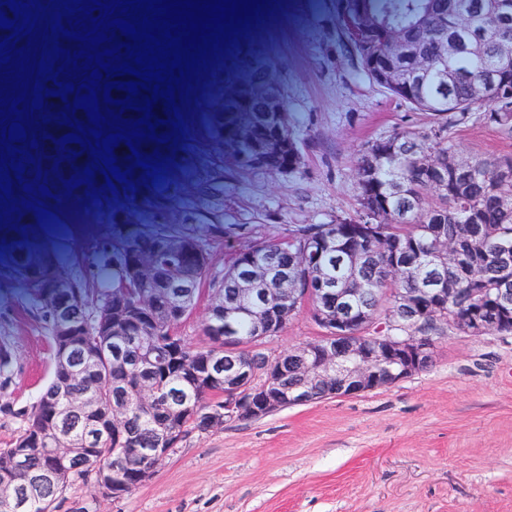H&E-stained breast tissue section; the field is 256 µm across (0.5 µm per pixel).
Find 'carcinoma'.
<instances>
[{"label": "carcinoma", "instance_id": "obj_1", "mask_svg": "<svg viewBox=\"0 0 512 512\" xmlns=\"http://www.w3.org/2000/svg\"><path fill=\"white\" fill-rule=\"evenodd\" d=\"M502 0H336V20L350 42L362 72L378 81L382 68L379 41L386 32L399 33L409 54L391 60L396 68L412 69L425 64L427 73L421 80L404 89L388 88L396 99L428 112L431 124L420 130H400L374 140L357 162V168L373 171L369 186L357 185L359 211L351 224H369L374 233L387 239L416 245L420 259L400 279L392 277V254L377 248L371 240L355 241L352 248L371 254V262L352 266L336 248V238L346 223L310 224L302 233L288 240L260 244L238 253L233 264L224 270L216 288L215 298L233 304L242 288L243 278L257 267H287L299 284L307 279H320L330 288H358L347 306L375 311L390 303L397 290L422 288L424 281L438 275L441 256L433 243V227L445 224L448 239L464 248L474 244L487 252L506 250L512 254V205L499 202L492 192L494 185L504 183V191L512 189V156L472 158L469 174L461 180L450 175V166L458 158L456 144L449 133L448 116L465 114L484 108L482 119L491 124L512 129V108L479 100L472 95L482 73L495 69L512 87V57L502 52L501 43L512 39V15L502 16ZM466 6L471 16L468 25L454 36L469 45L460 53L443 56L448 41V10ZM272 65L248 64L242 74L235 75L224 85V100L209 113V124L215 141L214 153L205 162L181 155L174 140L159 145L143 142L140 151L150 155L160 148L158 159L171 167H181L191 175L189 195L184 187L174 185L164 190L145 177L147 170L135 166L130 183L117 182L115 189L100 193L106 222L117 231L93 241L88 253L77 252L69 261L82 267L92 261L98 270L109 276L87 278L69 273L56 246L41 229L33 210L13 212L11 222L0 225V272L9 276V283L20 291L27 307L44 320L57 358L66 339L56 316L57 299L67 298L72 309L73 329L83 334L84 351L98 348L100 339L112 335V347L122 351V360L105 356L102 372L80 380L73 386L74 394H91L107 406L125 408V417L110 436L96 440L88 456L75 458L61 476L60 485L40 493L27 502L21 512H52L62 493L77 482L86 483L93 472L110 467L132 448L145 451L164 447L165 435L183 440L193 432H204L205 418L185 413L181 406L193 403L202 410L224 406V388L204 382L190 385L174 373L169 360V340L182 341V358L192 362L216 350L234 359L252 355L257 367L266 365V351L249 347L257 335L252 318H236L231 331L224 332L210 324L203 327L205 339L191 344L178 333L180 324L189 317L207 279V257L203 241L183 232L180 224H194L201 213L198 202L224 192V168L248 170L253 167L279 174L296 171L302 156L292 167L289 151L272 143L280 137L291 141L288 113L280 116L275 127L267 113L261 111L262 91L267 72ZM42 129L37 132L43 149L30 150L26 143L12 142L21 150L24 182L39 188L43 184L54 197L28 194L41 201L38 208L52 210L59 203L79 202L88 197L90 188L82 184L67 196L64 182L72 175H81L79 168L96 166L93 185L105 184L100 170L102 160L90 163L80 144H56L58 139L75 129L66 126V119L57 113L37 112ZM52 138H47V135ZM78 154L75 161L70 155ZM35 162H28V157ZM60 170L54 171L55 162ZM42 171L47 181L35 180ZM185 196L184 205L174 220L144 219L139 207L148 205L157 211L166 209V202ZM324 241L327 247L315 260L301 265V255L308 242ZM181 282L191 285L184 297L182 312L175 316L170 310V285ZM495 276L489 275L481 284L460 274L456 278L458 291L448 298L445 309L459 314L468 312L475 303L471 289L494 287ZM310 306L311 312L329 310L336 313V293L311 295L300 301L299 307ZM143 337L145 347L125 344L120 328ZM151 353L156 375L163 386V395L171 398L166 405L134 401L132 385L138 381L136 364L141 351ZM67 404L57 396L55 377L33 405L18 412L22 426L13 442L15 448H25L29 435L39 429L56 448L75 445L85 431L83 422L66 414ZM64 417L60 427L49 424L48 415Z\"/></svg>", "mask_w": 512, "mask_h": 512}]
</instances>
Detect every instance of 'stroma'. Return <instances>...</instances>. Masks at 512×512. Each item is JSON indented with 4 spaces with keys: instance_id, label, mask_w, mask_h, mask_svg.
Returning <instances> with one entry per match:
<instances>
[{
    "instance_id": "obj_1",
    "label": "stroma",
    "mask_w": 512,
    "mask_h": 512,
    "mask_svg": "<svg viewBox=\"0 0 512 512\" xmlns=\"http://www.w3.org/2000/svg\"><path fill=\"white\" fill-rule=\"evenodd\" d=\"M278 62L301 167L225 174L223 195L204 208L222 224L194 225L212 278L237 253L291 238L308 224L354 217L355 164L368 143L427 125L426 113L393 98L361 71L342 36L335 0H278L271 15L239 32L183 104L179 142L208 143L210 103L240 58ZM462 156L512 155V134L477 115L453 123ZM45 230L62 255L109 232L94 199L62 204ZM0 448L17 436L20 410L35 402L51 371L41 317L0 285ZM512 512V334L438 338L432 365L394 386L326 397L257 420L190 434L128 496L99 497L78 483L54 512Z\"/></svg>"
}]
</instances>
